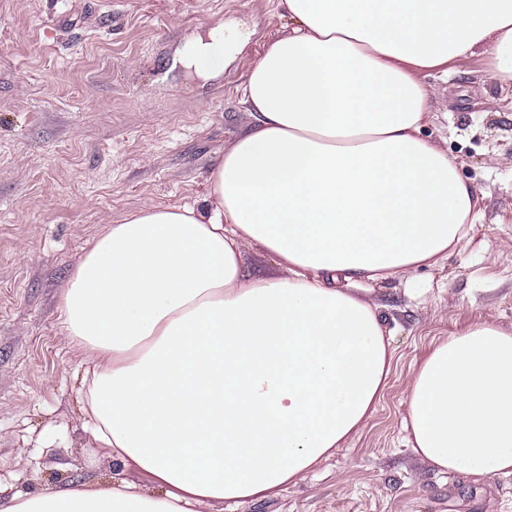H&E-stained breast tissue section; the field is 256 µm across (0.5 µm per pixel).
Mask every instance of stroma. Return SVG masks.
I'll list each match as a JSON object with an SVG mask.
<instances>
[{
    "label": "stroma",
    "instance_id": "35a3bbf8",
    "mask_svg": "<svg viewBox=\"0 0 512 512\" xmlns=\"http://www.w3.org/2000/svg\"><path fill=\"white\" fill-rule=\"evenodd\" d=\"M279 0H0V508L88 477L146 476L82 428L83 355L59 303L88 241L144 205L203 206L218 156L252 122L250 64L289 18ZM249 40L223 74L178 52L215 19ZM432 86L425 139L482 195L468 236L436 267L364 292L395 357L363 431L304 481L238 512H512V475L432 469L411 450L405 398L434 342L482 321L512 331V81L483 56Z\"/></svg>",
    "mask_w": 512,
    "mask_h": 512
}]
</instances>
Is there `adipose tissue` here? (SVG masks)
<instances>
[{"label":"adipose tissue","instance_id":"adipose-tissue-1","mask_svg":"<svg viewBox=\"0 0 512 512\" xmlns=\"http://www.w3.org/2000/svg\"><path fill=\"white\" fill-rule=\"evenodd\" d=\"M251 65L252 117L206 205L148 204L88 244L61 295L84 355V427L152 490L98 479L0 512H201L303 481L366 425L394 358L359 282L436 265L480 199L422 135L420 74L474 55L512 79V0H279ZM244 43L216 23L182 53L208 79ZM274 269L245 273L246 247ZM403 427L437 470L512 474V332L471 324L418 362Z\"/></svg>","mask_w":512,"mask_h":512}]
</instances>
